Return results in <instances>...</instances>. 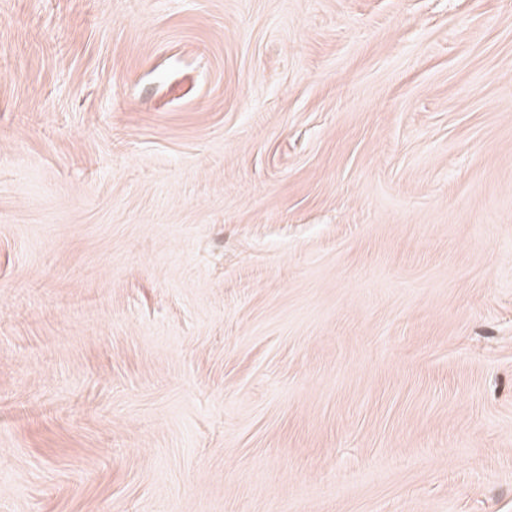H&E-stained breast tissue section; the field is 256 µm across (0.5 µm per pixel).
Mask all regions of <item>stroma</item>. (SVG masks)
I'll return each instance as SVG.
<instances>
[{"mask_svg": "<svg viewBox=\"0 0 512 512\" xmlns=\"http://www.w3.org/2000/svg\"><path fill=\"white\" fill-rule=\"evenodd\" d=\"M0 512H512V0H0Z\"/></svg>", "mask_w": 512, "mask_h": 512, "instance_id": "35a3bbf8", "label": "stroma"}]
</instances>
